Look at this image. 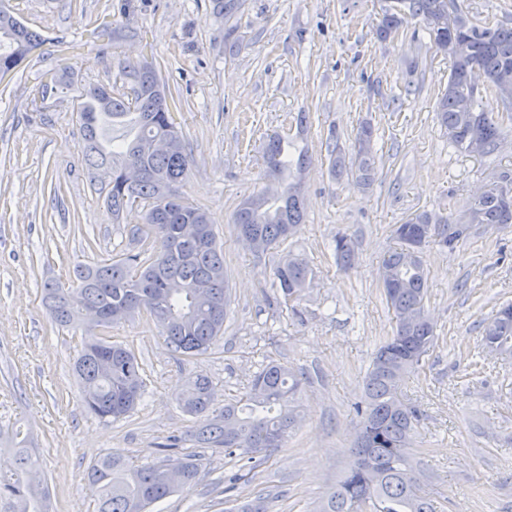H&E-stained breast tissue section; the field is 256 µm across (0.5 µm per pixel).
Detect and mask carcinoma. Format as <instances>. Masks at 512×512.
Segmentation results:
<instances>
[{
    "instance_id": "carcinoma-1",
    "label": "carcinoma",
    "mask_w": 512,
    "mask_h": 512,
    "mask_svg": "<svg viewBox=\"0 0 512 512\" xmlns=\"http://www.w3.org/2000/svg\"><path fill=\"white\" fill-rule=\"evenodd\" d=\"M447 10L459 27H425L430 48L448 55V88L437 105V118L454 149L470 153V141L482 142L480 155L494 152L506 135L503 123L480 107L471 73L487 79V90L500 75H512V27L473 21L458 0H387L377 37L389 39L408 17L425 20ZM464 43L463 53L448 51V41ZM42 43L10 11L0 7V78L18 68ZM132 84L131 96H114L104 87L89 90L77 106L83 151L93 170L96 192L120 215L134 204L144 209V225L130 231L128 245L115 257L93 265H78L64 285L45 284L42 302L55 324L81 322L86 336L74 363L82 385L83 406L102 421L119 420L133 412L145 394V382L135 353L93 330L110 328L144 311L149 314L175 353L193 357L206 353L224 334L231 297L224 270V244L207 208L186 201L180 187L191 163L186 137L174 123L165 87L148 62L118 61ZM120 126L118 137L107 130ZM374 130L361 128L353 153L329 150L333 177L351 172L355 184L366 188L376 175ZM264 159L270 174L284 180L297 177L310 158L285 151L278 136L268 139ZM512 186L504 172L475 198L464 216L419 211L395 227L400 246L383 262L388 281L383 293L393 311L392 335L379 347L368 368L360 417L351 448L352 463L342 481L321 503L319 512H439L414 464L415 430L423 411L405 401L401 385L406 375L434 348V324L425 309L427 269L421 247L430 242L454 251L472 225L512 224V197L500 186ZM300 184H282L273 195L258 192L242 200L233 216L236 238L252 239L256 255L279 252L296 235L305 216ZM336 262L347 269L356 257V242L346 233L333 238ZM314 272L292 251L272 267V286L290 301L301 299ZM112 319H107V316ZM481 350L512 358V303L500 307L484 328ZM301 379L288 366L271 360L262 365L247 390L224 404V411L196 430L195 442L233 457L254 459L268 448H282L298 423L296 396ZM214 389L204 376L188 380L179 396L183 411L210 413ZM6 437L14 458L9 475L0 474V512H47V485L39 474L37 448L15 430ZM181 468L182 483L172 485L161 467ZM200 471L196 456L167 454L155 462L134 466L119 456L103 457L87 471L97 497V512H152L157 502L195 485Z\"/></svg>"
}]
</instances>
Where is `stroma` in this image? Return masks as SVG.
Masks as SVG:
<instances>
[{"label": "stroma", "mask_w": 512, "mask_h": 512, "mask_svg": "<svg viewBox=\"0 0 512 512\" xmlns=\"http://www.w3.org/2000/svg\"><path fill=\"white\" fill-rule=\"evenodd\" d=\"M7 2L43 42L0 80V429L30 430L52 486L50 512H96L86 479L96 458L149 462L174 435L179 452L196 455L202 468L193 488L154 512H230L261 490L268 512H315L349 467L353 406L392 333L381 277L397 245L395 226L421 210L458 217L489 180L512 172V119L484 95L483 107L502 115L508 130L498 150L474 156L449 148L436 104L451 62L429 50L418 19L379 41L383 0H243L228 19L213 0ZM100 14L112 17L111 39L90 34L87 21ZM123 58L153 62L182 102L174 119L192 165L181 194L211 213L232 304L213 351L192 358L171 352L149 316L109 328L135 352L147 395L131 416L104 422L82 407L73 372L84 331L56 328L41 293L48 280L68 282L75 264L112 258L142 223L140 206L114 216L93 190L77 123L89 88L127 92L117 68ZM52 67L66 72V86L38 94ZM366 122L377 140L378 175L363 190L330 178L326 138L336 131L351 151ZM273 133L311 157L301 177L307 214L293 250L314 279L295 314L271 285V259L255 257L232 226L245 197L279 186L263 163ZM339 230L358 244L346 271L331 247ZM423 258L437 343L402 393L424 411L416 442L424 489L444 512H512V359L474 354L485 324L512 302V224L474 225L455 252L432 244ZM271 359L302 382L300 422L286 447L266 452L255 477L230 496L224 479L236 461L195 443L204 420L183 413L178 397L201 374L215 388V410H223Z\"/></svg>", "instance_id": "1"}]
</instances>
